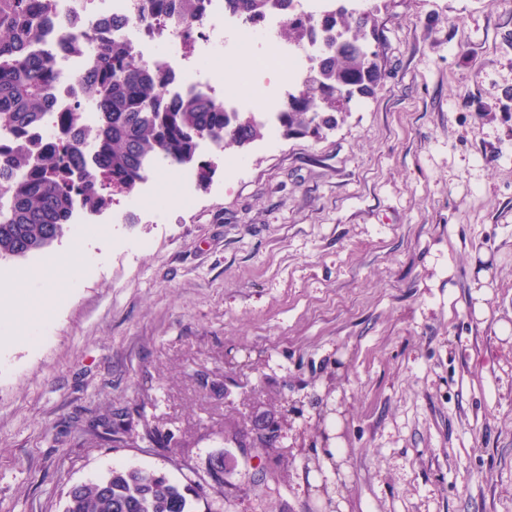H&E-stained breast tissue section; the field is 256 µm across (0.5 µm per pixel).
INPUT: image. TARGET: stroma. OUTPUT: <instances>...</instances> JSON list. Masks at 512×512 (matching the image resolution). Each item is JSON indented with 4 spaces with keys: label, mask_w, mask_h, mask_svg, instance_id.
Segmentation results:
<instances>
[{
    "label": "stroma",
    "mask_w": 512,
    "mask_h": 512,
    "mask_svg": "<svg viewBox=\"0 0 512 512\" xmlns=\"http://www.w3.org/2000/svg\"><path fill=\"white\" fill-rule=\"evenodd\" d=\"M374 43L388 76L335 129L204 150L189 197L164 170L0 261V294L59 288L9 310L45 322L0 346V512L219 459L199 512H512V0H381ZM256 414L274 449L229 442Z\"/></svg>",
    "instance_id": "35a3bbf8"
}]
</instances>
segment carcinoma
<instances>
[{"label": "carcinoma", "instance_id": "obj_1", "mask_svg": "<svg viewBox=\"0 0 512 512\" xmlns=\"http://www.w3.org/2000/svg\"><path fill=\"white\" fill-rule=\"evenodd\" d=\"M141 21L158 17L191 23L199 0H145ZM230 12L259 22L277 11L288 14L281 37L303 47L316 31L325 44L278 112L284 135L332 130L338 117L385 79L375 35L376 8L339 0L322 16L296 10L293 0H224ZM64 32L57 50L90 54L96 68L80 77V102L71 112L49 111L48 92L59 78L53 54L39 46L45 26ZM98 22L66 31L54 0H0V260L26 257L51 245L73 222L75 201L98 215L114 196L142 183L151 158L169 168L193 165L201 185L215 171L197 162L199 143L243 147L264 137L266 126L254 112H226L211 94L195 90L180 98L166 95L169 76L148 65L128 43L108 41ZM93 107L98 123L85 127L80 109ZM51 118L58 129L52 142L33 151L29 131ZM201 482L180 485L144 467L114 468L72 486L63 512H197Z\"/></svg>", "mask_w": 512, "mask_h": 512}]
</instances>
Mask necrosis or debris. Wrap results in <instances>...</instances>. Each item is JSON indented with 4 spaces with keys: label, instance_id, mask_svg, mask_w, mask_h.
<instances>
[{
    "label": "necrosis or debris",
    "instance_id": "necrosis-or-debris-1",
    "mask_svg": "<svg viewBox=\"0 0 512 512\" xmlns=\"http://www.w3.org/2000/svg\"><path fill=\"white\" fill-rule=\"evenodd\" d=\"M79 15L87 21L108 15L124 18L123 26L108 31L114 38L134 45L142 59L160 64L164 71L176 74L168 87L171 97H180L193 89L197 80L194 70L205 66L210 74L207 90L223 102L225 111H238L242 96L233 88V73L238 66L234 37H261L273 42L286 22L285 15L274 13L260 23H250L232 16L224 9V0H202L199 21L185 26L175 20H164L147 27L139 23L143 0H75ZM64 82L51 90L55 111L67 110L74 101L77 79L89 66L80 54L65 51L58 56Z\"/></svg>",
    "mask_w": 512,
    "mask_h": 512
}]
</instances>
